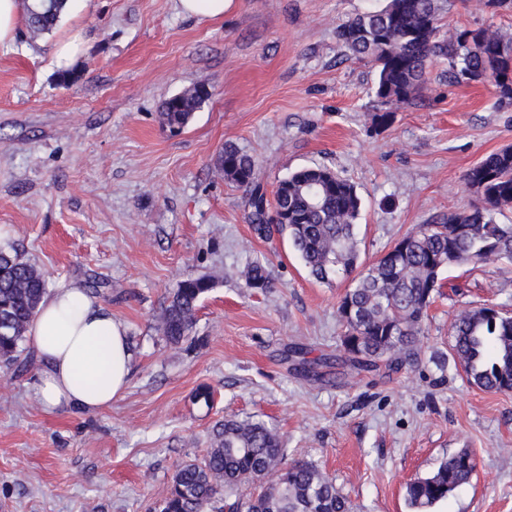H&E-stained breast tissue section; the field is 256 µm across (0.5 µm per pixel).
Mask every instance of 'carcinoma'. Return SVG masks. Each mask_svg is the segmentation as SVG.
Returning <instances> with one entry per match:
<instances>
[{
  "mask_svg": "<svg viewBox=\"0 0 512 512\" xmlns=\"http://www.w3.org/2000/svg\"><path fill=\"white\" fill-rule=\"evenodd\" d=\"M64 0H39L27 9L26 28L35 39L51 32ZM444 0H385L379 9L358 14L336 27V38L351 54L376 70L375 95L385 105L409 104L426 90V73L434 62L447 64L456 82L490 83L498 101L512 104V32L494 26L444 30ZM204 84H194L161 101L162 126L180 131L208 100ZM224 179L250 189L254 233L271 240L288 234L309 275L325 282L351 278L339 301L341 343L350 364L360 370L384 366L397 370L417 358L427 310L451 267L512 263V223L496 216L512 210V147L485 156L464 178L466 190L482 206L419 224L389 251L364 266L359 262L356 226L361 198L354 184L325 166L304 167L279 181L275 223L265 194L255 183V159L224 144L217 160ZM244 277L252 288L273 287L260 263ZM48 282L18 253L0 250V364L24 368L22 344L36 316ZM212 288L207 277L188 276L170 293L156 326L169 343L189 339L200 299ZM451 351L470 383L494 393L512 391V316L496 307L479 306L457 314ZM475 459L461 448L429 475L406 485L413 512H430L465 484ZM261 483L257 495L239 494L248 482ZM153 512H349L346 499L314 464L286 462L277 432L261 421L226 418L213 427L210 448L200 461L181 464L167 495Z\"/></svg>",
  "mask_w": 512,
  "mask_h": 512,
  "instance_id": "carcinoma-1",
  "label": "carcinoma"
}]
</instances>
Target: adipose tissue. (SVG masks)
I'll return each mask as SVG.
<instances>
[{"label":"adipose tissue","mask_w":512,"mask_h":512,"mask_svg":"<svg viewBox=\"0 0 512 512\" xmlns=\"http://www.w3.org/2000/svg\"><path fill=\"white\" fill-rule=\"evenodd\" d=\"M27 336L39 364L33 391L46 412L104 410L129 385L126 331L80 286L52 289Z\"/></svg>","instance_id":"1"}]
</instances>
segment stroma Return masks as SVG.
Segmentation results:
<instances>
[{
    "label": "stroma",
    "instance_id": "stroma-1",
    "mask_svg": "<svg viewBox=\"0 0 512 512\" xmlns=\"http://www.w3.org/2000/svg\"><path fill=\"white\" fill-rule=\"evenodd\" d=\"M380 2L229 0L222 18L199 19L178 0H69L52 32L32 39L21 25L0 45V249H17L50 287L102 283L98 300L133 357L128 388L98 412H44L36 359L0 368V512H145L230 416L275 428L288 460L328 473L351 512H410L407 483L462 448L476 468L434 512H512V393L470 384L450 351L461 309L512 313V263L444 274L416 361L316 377L292 352L343 356L336 309L350 282L311 278L287 236L258 238L248 191L215 166L234 143L269 197L303 167L349 179L366 265L415 225L477 204L464 175L512 146V106L435 64L422 99L372 127L375 70L336 27ZM442 23L512 29V9L448 0ZM64 41L76 51L62 63ZM65 69L78 78L64 88ZM196 83L209 99L170 133L161 101ZM255 260L273 288L247 284ZM190 275L213 286L195 343L175 346L156 325ZM205 386L209 406L195 398Z\"/></svg>",
    "mask_w": 512,
    "mask_h": 512
}]
</instances>
